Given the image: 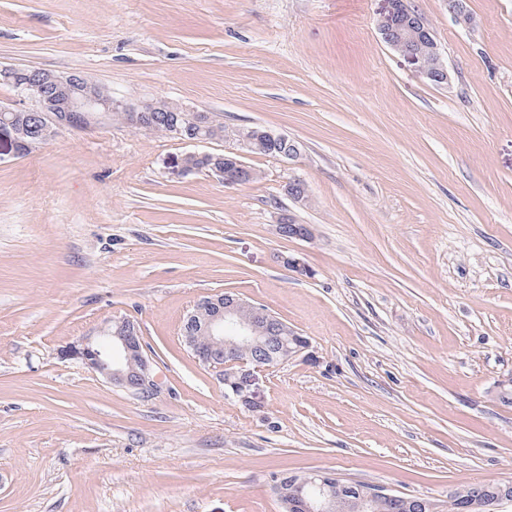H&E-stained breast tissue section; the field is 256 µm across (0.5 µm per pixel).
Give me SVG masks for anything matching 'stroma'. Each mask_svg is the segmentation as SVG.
I'll list each match as a JSON object with an SVG mask.
<instances>
[{"label": "stroma", "mask_w": 512, "mask_h": 512, "mask_svg": "<svg viewBox=\"0 0 512 512\" xmlns=\"http://www.w3.org/2000/svg\"><path fill=\"white\" fill-rule=\"evenodd\" d=\"M410 3L451 85L383 43L388 0H0V65L301 146L247 155L259 177L231 188L116 117L0 158V512H282L286 472L441 505L512 484V0H468L472 31L448 0ZM284 209L311 238L277 234ZM224 291L310 342L256 373L254 410L182 339ZM119 318L154 397L59 355Z\"/></svg>", "instance_id": "stroma-1"}]
</instances>
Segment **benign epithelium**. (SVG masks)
<instances>
[{
    "label": "benign epithelium",
    "mask_w": 512,
    "mask_h": 512,
    "mask_svg": "<svg viewBox=\"0 0 512 512\" xmlns=\"http://www.w3.org/2000/svg\"><path fill=\"white\" fill-rule=\"evenodd\" d=\"M448 10L458 23L468 29L476 27V21L465 0H450ZM383 41L394 51L412 59L419 74L438 85H451L452 74L445 63L438 44L430 47L431 58L427 59L416 50L428 35V26L407 0H389L388 14L378 23ZM0 80L13 85L18 90L20 102L16 105L0 106V149L14 155L27 153L36 143H25L18 139L12 120L6 114L26 113L31 134L43 143L64 127L86 128L99 116H112L123 111L129 113L134 122L143 124L146 112H178L181 106L169 102H149L138 106L124 105L115 100L107 87L74 73H55L41 68L29 67L21 72L14 66L0 67ZM225 140L233 142L228 149L232 157L224 158V166L213 168V173L222 180L224 186L235 187L250 182L253 168L243 161V155L254 149V145L272 144L284 147L277 158L293 161L301 155L299 144L284 134H274L268 130L254 132L251 140L236 142L233 137ZM210 302L215 312L208 324V336L198 341L186 342L191 353L203 365L215 371L219 378L234 379V394L246 405L251 404L248 392L249 382L254 373L271 370L304 353L309 345L300 344L288 349V357L271 359L262 354L239 355L240 338L257 339L262 336H276L279 327L276 315L244 298L231 293H217L198 300ZM118 328L107 325L98 339L85 338L77 344L64 347L60 351L62 359H77L91 373L99 374L110 384L120 387L133 395L152 396L159 391L158 382L151 361L144 354L143 341L137 324L128 319L117 320ZM318 488L320 496L311 498L298 492L288 497L290 512H326L327 499L323 489L330 485L332 475L320 472ZM358 505L363 506L374 498H392L388 489L373 485L357 486Z\"/></svg>",
    "instance_id": "7a95c632"
}]
</instances>
